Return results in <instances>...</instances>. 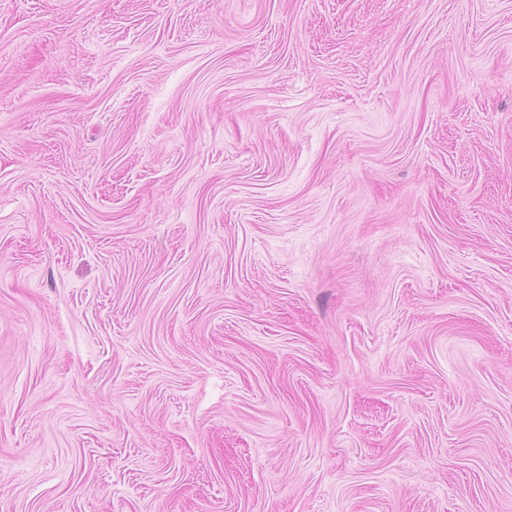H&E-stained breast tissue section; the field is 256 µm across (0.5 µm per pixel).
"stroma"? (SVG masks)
I'll return each instance as SVG.
<instances>
[{
  "mask_svg": "<svg viewBox=\"0 0 512 512\" xmlns=\"http://www.w3.org/2000/svg\"><path fill=\"white\" fill-rule=\"evenodd\" d=\"M0 512H512V0H0Z\"/></svg>",
  "mask_w": 512,
  "mask_h": 512,
  "instance_id": "1",
  "label": "stroma"
}]
</instances>
